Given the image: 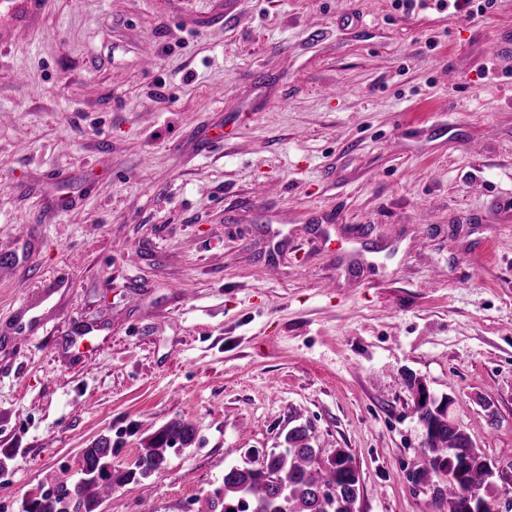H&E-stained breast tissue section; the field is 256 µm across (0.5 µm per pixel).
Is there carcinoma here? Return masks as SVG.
Segmentation results:
<instances>
[{"label":"carcinoma","mask_w":512,"mask_h":512,"mask_svg":"<svg viewBox=\"0 0 512 512\" xmlns=\"http://www.w3.org/2000/svg\"><path fill=\"white\" fill-rule=\"evenodd\" d=\"M406 385L415 395L419 422L432 429L426 443L424 466L415 469L421 482L445 472L447 483L440 495L448 498V512H463L467 497L478 495L483 512H495L493 477L485 455L448 415V401H437L424 384L409 375ZM193 426L173 420L144 444L131 467L112 468V441L101 437L81 452L80 479L59 482L30 501L28 512H97L112 495V487L140 482L166 469L168 452L184 449L194 440ZM288 447L263 455L256 466H232L224 472L222 488L206 499L204 512H228L245 505L242 512H356L360 478L348 467L351 455L341 449L321 458V449L308 442L304 426L288 430Z\"/></svg>","instance_id":"obj_1"}]
</instances>
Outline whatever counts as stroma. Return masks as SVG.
Here are the masks:
<instances>
[{
    "instance_id": "obj_1",
    "label": "stroma",
    "mask_w": 512,
    "mask_h": 512,
    "mask_svg": "<svg viewBox=\"0 0 512 512\" xmlns=\"http://www.w3.org/2000/svg\"><path fill=\"white\" fill-rule=\"evenodd\" d=\"M394 3L0 9V512L173 419L99 512H200L299 425L357 512H448L409 372L512 472V0Z\"/></svg>"
}]
</instances>
